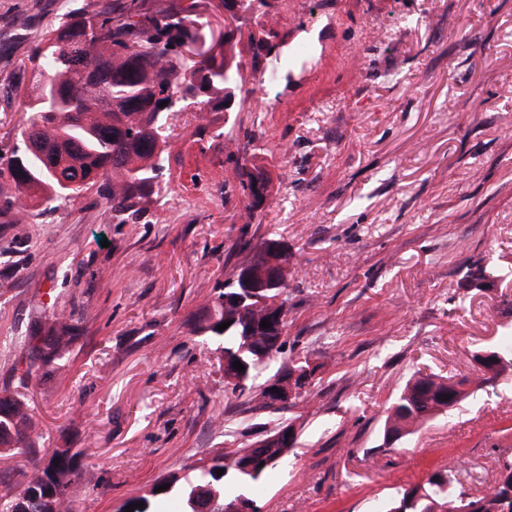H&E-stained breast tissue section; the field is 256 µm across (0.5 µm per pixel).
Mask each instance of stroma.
I'll list each match as a JSON object with an SVG mask.
<instances>
[{"label": "stroma", "instance_id": "obj_1", "mask_svg": "<svg viewBox=\"0 0 512 512\" xmlns=\"http://www.w3.org/2000/svg\"><path fill=\"white\" fill-rule=\"evenodd\" d=\"M101 0H0V152L23 119L16 91L41 33ZM293 60L245 106L167 121L168 191L144 224H116L104 189L19 208L0 170V388L31 365L46 318L75 326L60 364L37 366L30 454L0 453V485L68 444L70 512H124L162 477L257 430L295 421L284 462L254 491L263 512H373L434 471L471 468L482 495L512 461V368L484 381L471 352L512 337V0H265ZM273 195L248 219L235 162ZM288 246L290 355L322 366L297 407L254 417L226 394L210 339L190 333L240 261ZM483 270L489 287L472 285ZM416 373L464 398L392 446L386 409Z\"/></svg>", "mask_w": 512, "mask_h": 512}]
</instances>
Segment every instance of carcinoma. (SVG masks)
<instances>
[{
    "mask_svg": "<svg viewBox=\"0 0 512 512\" xmlns=\"http://www.w3.org/2000/svg\"><path fill=\"white\" fill-rule=\"evenodd\" d=\"M199 0H189L176 12H153L145 0H107L93 16H67L42 36L29 58L34 74L31 89L21 100L28 118L20 138L5 161L20 196L31 202L62 199L74 202L100 179L112 180V223L138 224L145 218L153 196L162 192L159 161L167 141L161 129L171 110L168 102L178 95L201 96L203 108L218 102L228 106L239 99L244 64L237 58L241 39L224 35L223 49L208 46L198 52L200 60L188 65L181 49L206 45L208 33L197 20ZM279 30L264 23L247 35L254 56L265 52L267 82H276L287 71L288 59L280 52L265 51L266 40ZM166 105L159 106V103ZM236 177L247 202L249 216L261 209L271 196V176L254 164L235 165ZM232 279L204 305L192 330L214 338L224 359L240 362L242 380L224 382V392L242 397L251 391L249 380L267 361L285 354L284 330L275 324L260 327L267 318L262 299L276 297L269 288L246 301L245 312L232 310L237 325L219 331L224 322V295ZM30 353L44 365L64 357L76 340L75 328L59 317L45 321L34 337ZM457 382L435 374L410 378L387 408L384 438H403L411 428L434 417V410L447 405L445 395L463 394ZM30 404L21 392L0 391V448L25 454L31 448ZM262 448L216 449L186 479V512H223L224 500L251 497L269 470L277 465L283 449L267 442ZM249 453L258 462L253 471L237 469ZM222 469L219 475L216 470ZM78 473L77 454L70 448H54L37 463L18 490H0V512H69L66 491ZM464 495L458 472L437 470L423 486L397 492L383 504V512H460ZM476 512H512V463H505L494 484L479 497L469 500Z\"/></svg>",
    "mask_w": 512,
    "mask_h": 512,
    "instance_id": "carcinoma-1",
    "label": "carcinoma"
}]
</instances>
